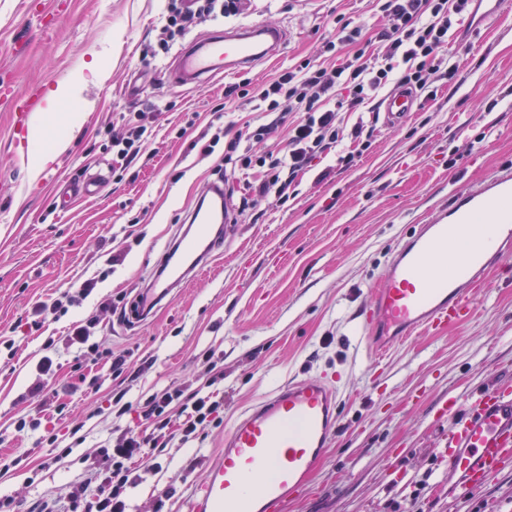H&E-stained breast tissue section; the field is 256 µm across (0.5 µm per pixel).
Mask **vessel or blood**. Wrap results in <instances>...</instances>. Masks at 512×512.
<instances>
[{"instance_id": "b4317fda", "label": "vessel or blood", "mask_w": 512, "mask_h": 512, "mask_svg": "<svg viewBox=\"0 0 512 512\" xmlns=\"http://www.w3.org/2000/svg\"><path fill=\"white\" fill-rule=\"evenodd\" d=\"M286 40L280 27L260 22L214 31L179 52L166 79L182 87L244 71L274 58ZM0 95L13 97L11 85L0 83ZM13 99L15 133L21 138L38 99ZM415 105L414 92L391 90L381 104L386 124H400ZM104 181V174L96 173L68 186L60 209H68L75 199L94 197ZM237 220L223 181L207 184L187 216L186 229L163 246L160 264L143 299L136 301L132 318L143 319L174 288L202 272L225 225ZM481 220L490 224V233L449 252V242ZM509 259L512 166H504L454 195L448 207L422 219L397 245L357 315L371 355L381 358L416 335L439 334L465 321L489 272ZM337 400L338 392L328 381L303 378L259 400L225 432L224 457L195 490L191 512H284L338 435ZM440 415L448 420L440 459L449 487L459 495L484 488L512 465V384L463 401L449 399Z\"/></svg>"}]
</instances>
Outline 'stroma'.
Returning a JSON list of instances; mask_svg holds the SVG:
<instances>
[{
  "label": "stroma",
  "instance_id": "obj_1",
  "mask_svg": "<svg viewBox=\"0 0 512 512\" xmlns=\"http://www.w3.org/2000/svg\"><path fill=\"white\" fill-rule=\"evenodd\" d=\"M171 0H0V78L46 97L60 83L88 78L62 111L84 112L65 151L39 175L18 166L24 149L14 134L8 104L0 103V453L31 455L0 471V495L21 506L66 497L86 474L87 456L114 436L109 399L125 393L146 399L167 386L195 389L202 356L224 362L223 423L184 448L166 449L157 470L141 474L130 491L133 512H189L193 491L224 450V432L263 394L295 378L324 379L339 391V433L314 469L306 489L285 512H406L409 495L424 482V512H512V473L482 492L450 503L448 478L438 453L448 424L435 411L512 381V264L491 271L471 316L442 334H423L392 348L381 363L367 358L356 316L370 286L412 226L512 164V9L491 29L471 28L450 38L447 53L458 65L455 80L436 99L396 127L377 121L368 151L344 137L342 153H355L337 170L335 155L318 156L296 179L287 202L269 200L261 216L240 215L216 248L214 264L148 319L128 323L125 312L144 288L165 243L184 229L201 189L218 178L221 151L202 156L193 143L224 103L236 77L198 87H171L161 75L174 55L158 51L160 27ZM341 17L376 40L384 22L372 0H244L239 14L204 22L184 42L219 27L254 20L285 27L280 54L245 72L252 86L317 54ZM139 96L126 94L130 82ZM151 98L170 101L160 113L140 161L112 165V136L123 117ZM183 138H176L188 119ZM106 176L100 194L70 212L56 206L53 186L94 172ZM96 287L60 320L35 326L32 310L86 280ZM114 311L95 341L129 350V373L103 374L98 393H87L73 365L77 348L65 328ZM53 339L56 402L26 393L37 378L43 343ZM64 411H56V403ZM41 419L37 432L17 434L18 417ZM85 441L73 445L74 419ZM58 438L49 445L47 436ZM70 454H62L64 446Z\"/></svg>",
  "mask_w": 512,
  "mask_h": 512
}]
</instances>
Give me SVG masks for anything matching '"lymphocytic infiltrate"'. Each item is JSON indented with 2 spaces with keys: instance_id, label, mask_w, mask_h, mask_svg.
I'll return each mask as SVG.
<instances>
[{
  "instance_id": "1",
  "label": "lymphocytic infiltrate",
  "mask_w": 512,
  "mask_h": 512,
  "mask_svg": "<svg viewBox=\"0 0 512 512\" xmlns=\"http://www.w3.org/2000/svg\"><path fill=\"white\" fill-rule=\"evenodd\" d=\"M386 22L380 38L383 50L367 54L360 45V27L340 23L351 51L339 54L334 40L323 41L319 59H305L283 70L271 83L258 89L238 85L225 90L230 101L243 100L253 110L272 113L269 123L226 137L223 127H215L202 155L223 146L225 161L240 169L264 167L261 179L251 183L240 201V210H249L276 197L288 199L300 172L310 167L317 155L336 147L343 136L341 115L345 112L374 111V100L389 84L416 89L426 97H436L439 88L456 77L457 67L443 54V48L463 16L473 14L474 0H375ZM240 0H192L191 5L173 7L160 39L162 52H169L175 36L184 34L207 18L237 13ZM158 107L153 103L129 113L122 133L112 137L114 161L129 167L139 160ZM287 126L288 142L282 149L254 155L252 146L268 139L279 126ZM96 318L70 327L69 344L78 346L76 370L105 365L112 375H122L128 351L91 342ZM205 377L192 392L167 387L145 401L126 402L116 417L136 414V427L126 428L115 444L100 446L86 470V478L70 491L66 501L35 512H127L126 491L133 485L135 468L152 470L156 454L172 442L194 441L207 425L218 422L224 407L219 385L224 367L213 355H206Z\"/></svg>"
}]
</instances>
